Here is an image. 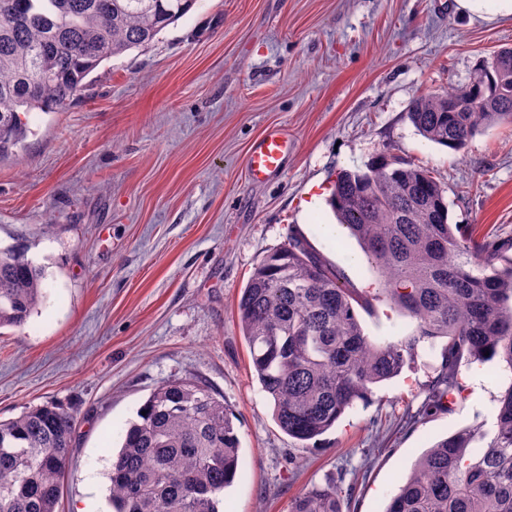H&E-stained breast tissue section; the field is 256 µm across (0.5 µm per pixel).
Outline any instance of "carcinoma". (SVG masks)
Segmentation results:
<instances>
[{
  "label": "carcinoma",
  "mask_w": 512,
  "mask_h": 512,
  "mask_svg": "<svg viewBox=\"0 0 512 512\" xmlns=\"http://www.w3.org/2000/svg\"><path fill=\"white\" fill-rule=\"evenodd\" d=\"M197 0H0V160L27 137L21 114L55 112L82 95L105 62L150 45ZM409 118L454 152L487 127L512 124V59L488 63L464 86L416 96ZM329 205L375 264L378 287L340 282L337 268L291 234L254 267L237 302L251 366L289 437L306 443L372 387L443 342L439 374L419 415L465 398L461 367L503 363L492 428L481 422L436 442L416 461L384 512H512V258L449 219L445 188L420 167L380 157L341 171ZM44 270L0 248V327H23L40 305ZM387 303L416 321L382 343L358 310ZM224 398L199 380L158 385L112 453L113 512H221L239 439ZM74 413L54 404L0 420V512H57L72 451ZM336 483L294 498L289 512H341Z\"/></svg>",
  "instance_id": "carcinoma-1"
}]
</instances>
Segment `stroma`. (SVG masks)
Returning <instances> with one entry per match:
<instances>
[{
    "mask_svg": "<svg viewBox=\"0 0 512 512\" xmlns=\"http://www.w3.org/2000/svg\"><path fill=\"white\" fill-rule=\"evenodd\" d=\"M505 46L511 16L473 18L455 0H197L148 48L100 66L82 98L28 114V137L0 161V248L44 269L46 296L23 328H0V419L47 402L76 414L58 512L90 498L111 512L112 452L165 381H205L235 415L223 512H288L340 479L353 487L342 512H383L436 440L490 419L494 361L462 370L463 403L404 424L440 363L425 347L302 446L273 419L236 305L293 231L344 282L374 287L357 242L327 234V199L338 171L383 154L433 171L452 223L512 257V125L456 153L408 117L415 96L469 83ZM272 130L291 142L283 166L250 182L246 153ZM360 321L376 342L415 327L382 302Z\"/></svg>",
    "mask_w": 512,
    "mask_h": 512,
    "instance_id": "1",
    "label": "stroma"
}]
</instances>
